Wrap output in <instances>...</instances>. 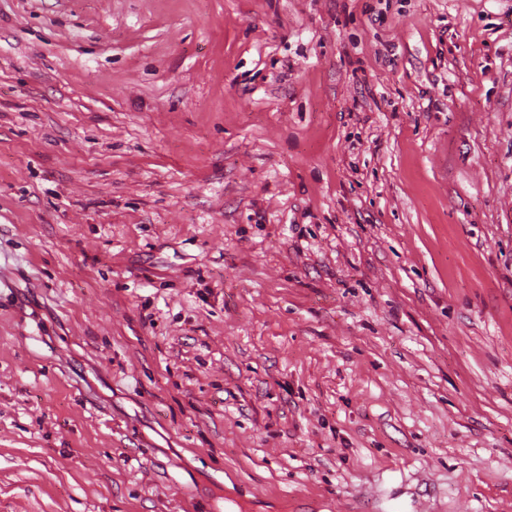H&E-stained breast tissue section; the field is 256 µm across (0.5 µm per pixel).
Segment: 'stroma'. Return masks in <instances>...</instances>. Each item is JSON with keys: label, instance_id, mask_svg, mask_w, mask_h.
<instances>
[{"label": "stroma", "instance_id": "obj_1", "mask_svg": "<svg viewBox=\"0 0 512 512\" xmlns=\"http://www.w3.org/2000/svg\"><path fill=\"white\" fill-rule=\"evenodd\" d=\"M0 512H512V0H0Z\"/></svg>", "mask_w": 512, "mask_h": 512}]
</instances>
